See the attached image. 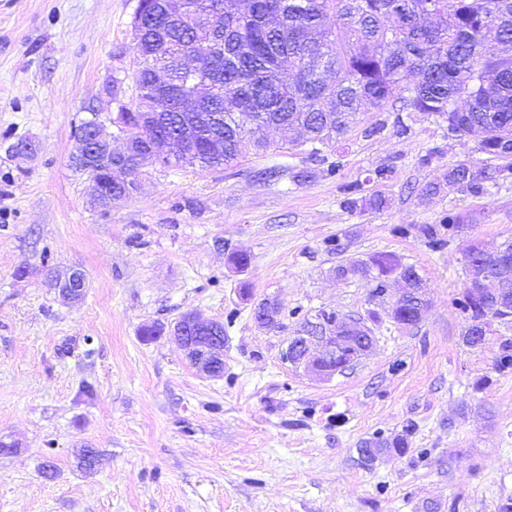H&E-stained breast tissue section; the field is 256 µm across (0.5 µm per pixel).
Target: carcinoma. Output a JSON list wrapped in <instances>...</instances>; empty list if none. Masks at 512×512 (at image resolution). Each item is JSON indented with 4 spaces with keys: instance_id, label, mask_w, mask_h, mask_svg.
<instances>
[{
    "instance_id": "cac0c4a2",
    "label": "carcinoma",
    "mask_w": 512,
    "mask_h": 512,
    "mask_svg": "<svg viewBox=\"0 0 512 512\" xmlns=\"http://www.w3.org/2000/svg\"><path fill=\"white\" fill-rule=\"evenodd\" d=\"M132 20L137 67L136 97L118 107L124 114L116 136L128 139L136 153L176 132V113L184 97L197 98L198 111L221 117L219 129L208 122L198 127L192 152L182 166L217 169L236 161L245 142L264 152L266 134L274 130L284 143L302 136L317 160L335 146L364 104L381 109L440 116L448 133L481 134L477 150L501 166L483 164L473 174L455 165L448 169V192L475 198L512 176V0H184L173 15L163 0H143ZM218 13L224 30L217 32L208 17ZM330 16L335 26L326 24ZM495 30L508 47L495 52L484 33ZM197 59L190 67L187 62ZM168 72L171 85L165 106L150 87L151 72ZM422 79L409 87L408 73ZM463 97L466 104L450 108ZM98 169L112 172L114 197L123 190V165L102 153ZM492 259L474 246L458 306L466 319L512 320V308L495 307L491 297L479 298L482 280L499 281L512 299V241ZM336 276L359 277L372 284L371 296L386 279L405 282L408 293L393 309L391 321L400 329L419 324L425 310L423 280L412 266L393 254L378 253L365 261L336 267ZM408 434L391 439L376 436L363 453L408 451Z\"/></svg>"
}]
</instances>
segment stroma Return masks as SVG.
<instances>
[{"label":"stroma","instance_id":"1","mask_svg":"<svg viewBox=\"0 0 512 512\" xmlns=\"http://www.w3.org/2000/svg\"><path fill=\"white\" fill-rule=\"evenodd\" d=\"M138 0H0V512H503L512 506V371L493 368L512 323L464 344L462 255L512 241V181L489 195L426 194L482 162L476 136L392 108L360 113L328 174L301 146L202 171L148 164L139 192L103 212L70 164L75 130L135 95ZM384 122L381 133L364 130ZM408 124L399 135L398 122ZM34 143L31 158L8 153ZM277 169L268 181L258 171ZM312 170L299 178L300 170ZM389 170L374 180L376 170ZM383 210H349L346 189ZM473 216L449 248L416 232ZM251 263L236 272L231 254ZM396 255L422 276L420 324L396 329L366 281L337 265ZM24 278H17L18 267ZM82 269L75 303L50 273ZM278 303L275 326L253 318ZM382 315L374 348L319 379L287 361L305 318ZM196 311L224 324V375L208 378L168 335ZM408 434L400 456L364 441ZM96 449L93 470L80 468Z\"/></svg>","mask_w":512,"mask_h":512}]
</instances>
